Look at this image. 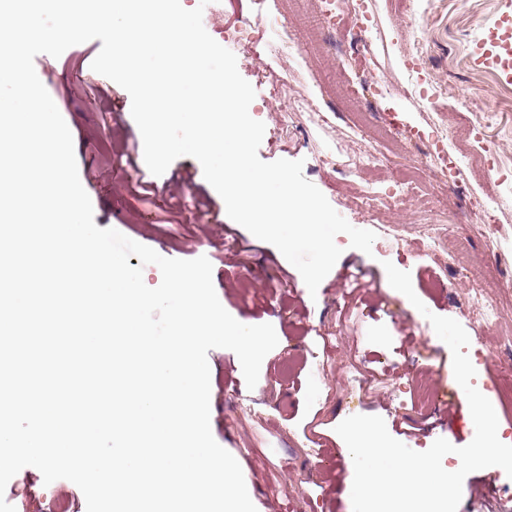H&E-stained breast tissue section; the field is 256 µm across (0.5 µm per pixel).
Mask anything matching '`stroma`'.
Here are the masks:
<instances>
[{
  "label": "stroma",
  "mask_w": 512,
  "mask_h": 512,
  "mask_svg": "<svg viewBox=\"0 0 512 512\" xmlns=\"http://www.w3.org/2000/svg\"><path fill=\"white\" fill-rule=\"evenodd\" d=\"M291 2L210 0L203 25L219 42L227 29L252 31V42L231 50L256 92L251 115L265 125L259 157L303 160L305 178L333 208L377 235L368 254L337 235L342 254L313 294L277 248L227 216L195 158H177L154 177L155 203L133 198L124 171L137 125L129 94L91 68L98 46H72L35 70L72 134L95 225L163 249L169 258L206 253L223 307L244 324L273 325L278 344L264 358L255 388L247 387L233 351L208 352L212 435L238 459L257 512H353L346 445L335 431L346 417L380 416L392 437L416 451L439 438L462 447L475 435L457 405L445 409L422 398V388H451V352L426 313L388 290L384 261L409 272L427 312L460 321L469 351L500 352L512 338V282L503 274L512 269V161L498 159L501 152L512 154V81L474 55L501 15L512 13V0H417L424 19L418 56L396 30L406 0H346L331 22L318 0H301L294 42L287 54L275 53L268 44ZM380 80L387 93L368 95L365 113L354 112L343 91ZM285 85L312 95L323 118L285 113L284 100L275 97ZM463 97L473 101L472 111H459ZM442 122L485 147L478 168L459 164L456 178L471 193L466 203L414 162ZM382 127L399 128L407 148L376 136ZM362 132L382 154L380 166L356 168L355 140ZM478 169L498 181L495 200L483 197ZM177 203L183 206L179 223H157L155 206ZM467 204L492 215L491 233L465 223ZM434 236L440 246L432 252ZM231 244L249 251L250 270L235 266ZM350 265L370 274V287L353 290L344 276ZM475 282L496 304L498 327L463 317ZM472 364L476 388L490 399L500 430H507L512 403L501 402L493 388L512 387V368L477 357ZM12 482L5 498L13 506L22 502L14 489L23 485L37 492L44 512H81L82 494L71 481L47 485L39 470L27 467Z\"/></svg>",
  "instance_id": "obj_1"
}]
</instances>
